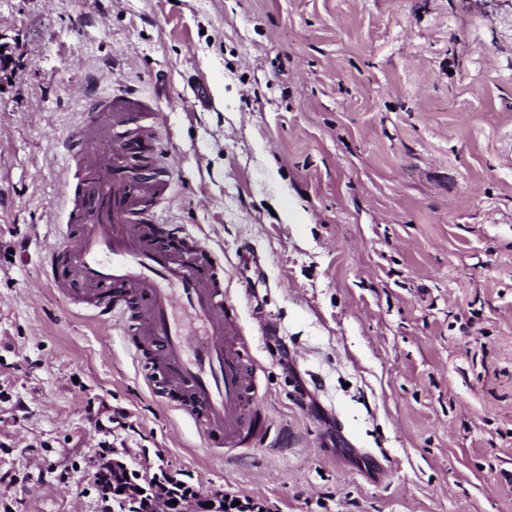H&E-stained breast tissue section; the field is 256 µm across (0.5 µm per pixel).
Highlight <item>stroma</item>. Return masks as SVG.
Returning <instances> with one entry per match:
<instances>
[{"mask_svg":"<svg viewBox=\"0 0 512 512\" xmlns=\"http://www.w3.org/2000/svg\"><path fill=\"white\" fill-rule=\"evenodd\" d=\"M0 512H112V454L271 512H512V0H0ZM163 115L266 443L203 447L51 286L94 97Z\"/></svg>","mask_w":512,"mask_h":512,"instance_id":"35a3bbf8","label":"stroma"}]
</instances>
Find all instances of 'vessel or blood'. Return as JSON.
Listing matches in <instances>:
<instances>
[{"label":"vessel or blood","instance_id":"obj_1","mask_svg":"<svg viewBox=\"0 0 512 512\" xmlns=\"http://www.w3.org/2000/svg\"><path fill=\"white\" fill-rule=\"evenodd\" d=\"M144 104L129 93L96 101L73 136L111 131L108 161L88 159L89 179L66 202L76 238L46 254L50 283L74 291L99 321L122 325L134 350L159 357L153 385L160 396L178 393L179 408L196 423L209 448L257 445L269 437L266 414L249 412L257 398V366L224 291V269L206 241L182 232L181 249L161 241L165 226L154 208L169 189L158 152L160 114L144 119ZM143 164L131 173L129 161Z\"/></svg>","mask_w":512,"mask_h":512}]
</instances>
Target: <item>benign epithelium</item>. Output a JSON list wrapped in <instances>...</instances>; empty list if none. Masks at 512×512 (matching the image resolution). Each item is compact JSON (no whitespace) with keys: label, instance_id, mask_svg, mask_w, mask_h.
<instances>
[{"label":"benign epithelium","instance_id":"1","mask_svg":"<svg viewBox=\"0 0 512 512\" xmlns=\"http://www.w3.org/2000/svg\"><path fill=\"white\" fill-rule=\"evenodd\" d=\"M99 485L102 494L121 507V512H141L146 503L150 512H223L224 492L199 494L167 474L154 475L144 484L131 480L126 464L114 458L107 463ZM177 504L172 505L170 501Z\"/></svg>","mask_w":512,"mask_h":512}]
</instances>
